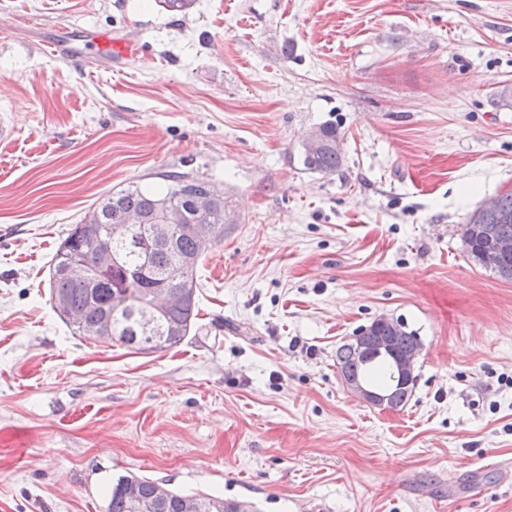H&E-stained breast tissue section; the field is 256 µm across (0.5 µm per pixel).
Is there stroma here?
Returning a JSON list of instances; mask_svg holds the SVG:
<instances>
[{
    "mask_svg": "<svg viewBox=\"0 0 512 512\" xmlns=\"http://www.w3.org/2000/svg\"><path fill=\"white\" fill-rule=\"evenodd\" d=\"M0 512H106L135 474L253 512H512V282L468 215L512 192V0H5ZM121 30L140 57L108 62ZM336 124L344 161L302 165ZM209 181L227 220L177 346L74 335L56 249L101 196ZM419 336L406 406L342 383L374 319ZM320 128L313 129L304 138L302 147L305 156L308 159H311L322 150L325 144L322 132L327 139L332 141V145L326 147L316 158L310 162L303 156L302 153V164L306 170L312 172H320L324 174L334 173L342 163L341 151H336V149H341L340 144L342 139L336 140V134L338 133L336 125L327 123L321 125ZM470 233V240L468 243H465L466 245V251L468 256L479 266L484 267L488 269L489 266H491L490 270L497 275L500 279L505 281H512V274L511 278H505L501 276L500 272L497 269H501L504 266H509L512 270V257L509 259V261H501L496 257H493L491 254L488 253L487 245L485 241L480 238L479 235H477L473 230H469ZM496 271V272H494Z\"/></svg>",
    "mask_w": 512,
    "mask_h": 512,
    "instance_id": "stroma-1",
    "label": "stroma"
}]
</instances>
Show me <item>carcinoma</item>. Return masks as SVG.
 I'll return each instance as SVG.
<instances>
[{"label": "carcinoma", "mask_w": 512, "mask_h": 512, "mask_svg": "<svg viewBox=\"0 0 512 512\" xmlns=\"http://www.w3.org/2000/svg\"><path fill=\"white\" fill-rule=\"evenodd\" d=\"M321 130L333 144L311 161L302 159V164L312 172L334 173L342 163V154L334 145L338 130L332 123L321 125ZM166 181L168 185L160 193L130 185L100 197L94 203L90 217L75 225L59 244L49 272V295L65 298L69 306L82 312V323H67L73 334L90 337L100 321L110 319L113 339L131 349L152 352L176 346L190 333L197 316L194 296L160 316L161 324L176 322L182 325V331L164 337L159 344L145 343L133 318V313L158 288L173 292L184 288L196 290L194 272L197 264L184 268L177 277L168 276L178 258L197 257V241L189 231L179 232L168 244L152 245L142 241L138 246L131 240L110 241L103 235L91 236L86 232L89 227L103 230L110 224H125L133 214L141 215L148 224H156L173 212L183 213L188 224L224 223V195L209 182L185 173L168 174ZM204 194H213L216 199L208 211L197 214L191 207L192 198ZM504 214L512 217V192L497 197L495 209L479 213L477 223L493 224L499 235L512 238V221L502 222ZM104 244L120 256L117 265L101 268L96 263L97 252ZM466 251L479 266L495 269L497 276L500 275L498 269L506 265L512 268V258L505 262L489 254L485 241L473 231L466 243ZM74 261L95 270L93 282H78L65 273ZM336 364L346 377L391 396L398 407L405 406L412 396L414 386L401 384L394 363L386 354L363 358L343 344L336 350ZM131 480L138 484L142 500L152 501L154 481L132 474L123 475L112 487L107 512H135L132 502L122 490L123 485Z\"/></svg>", "instance_id": "cac0c4a2"}]
</instances>
